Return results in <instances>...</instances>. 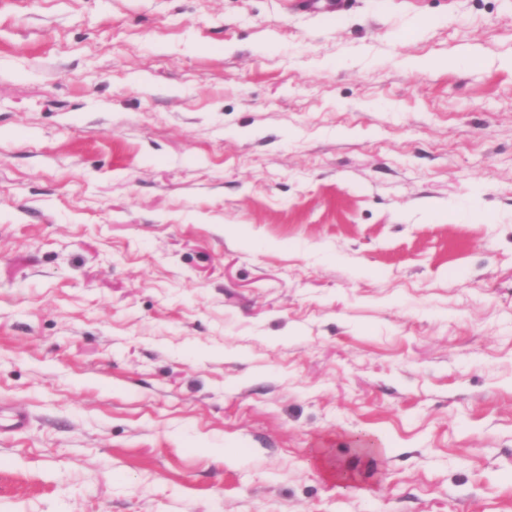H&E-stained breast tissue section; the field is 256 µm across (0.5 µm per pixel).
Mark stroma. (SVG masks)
Returning <instances> with one entry per match:
<instances>
[{"label":"stroma","mask_w":512,"mask_h":512,"mask_svg":"<svg viewBox=\"0 0 512 512\" xmlns=\"http://www.w3.org/2000/svg\"><path fill=\"white\" fill-rule=\"evenodd\" d=\"M0 512H512V0H0Z\"/></svg>","instance_id":"1"}]
</instances>
